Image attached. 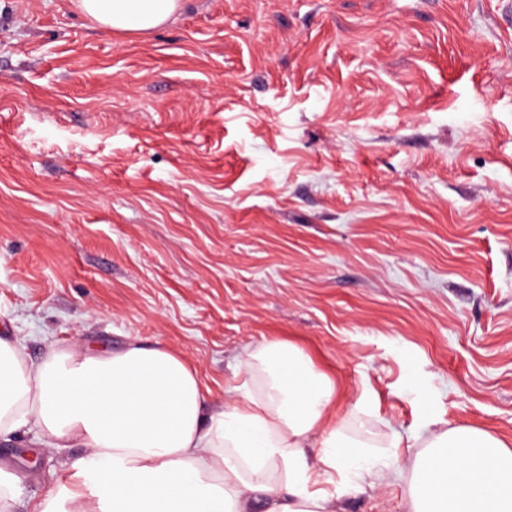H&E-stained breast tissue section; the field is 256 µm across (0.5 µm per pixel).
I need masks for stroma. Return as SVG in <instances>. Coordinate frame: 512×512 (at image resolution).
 <instances>
[{"label": "stroma", "instance_id": "obj_1", "mask_svg": "<svg viewBox=\"0 0 512 512\" xmlns=\"http://www.w3.org/2000/svg\"><path fill=\"white\" fill-rule=\"evenodd\" d=\"M0 336L162 342L216 394L303 348L405 512L434 417L512 435V0H184L104 31L0 0ZM84 448L0 435L12 512Z\"/></svg>", "mask_w": 512, "mask_h": 512}]
</instances>
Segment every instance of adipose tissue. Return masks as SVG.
Here are the masks:
<instances>
[{
	"label": "adipose tissue",
	"instance_id": "1",
	"mask_svg": "<svg viewBox=\"0 0 512 512\" xmlns=\"http://www.w3.org/2000/svg\"><path fill=\"white\" fill-rule=\"evenodd\" d=\"M110 32L153 30L181 0H77ZM242 382L223 397L162 343L130 339L117 352L55 345L37 364L0 339V432L34 425L48 448L81 444L58 495L30 512H336L333 478L376 485L335 381L296 344L246 352ZM416 454L407 512H512V437L450 426L428 439L392 433ZM282 481H274L276 471Z\"/></svg>",
	"mask_w": 512,
	"mask_h": 512
}]
</instances>
